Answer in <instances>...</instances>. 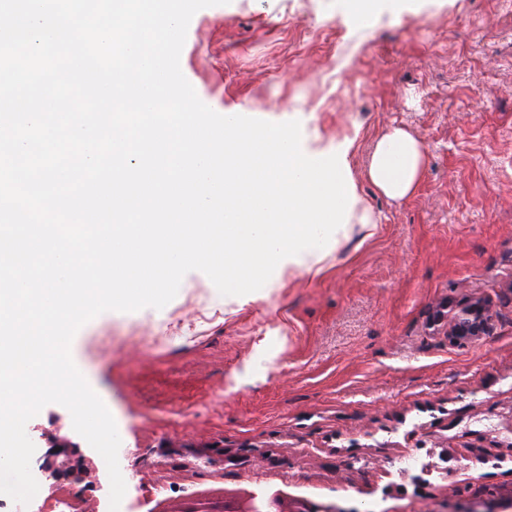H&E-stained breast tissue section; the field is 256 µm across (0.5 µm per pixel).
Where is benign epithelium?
<instances>
[{"mask_svg":"<svg viewBox=\"0 0 512 512\" xmlns=\"http://www.w3.org/2000/svg\"><path fill=\"white\" fill-rule=\"evenodd\" d=\"M496 317L493 303L483 297L471 295L448 306H441L434 315L431 325L448 336V342L455 346H467L478 341L489 332ZM55 451L44 457L39 470L50 479L65 476L73 483H92L96 479L94 472L79 464L76 460L77 448L65 436L53 439ZM237 512H287L284 501L272 497L258 504L250 500Z\"/></svg>","mask_w":512,"mask_h":512,"instance_id":"1","label":"benign epithelium"}]
</instances>
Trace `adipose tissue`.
<instances>
[{
    "instance_id": "1",
    "label": "adipose tissue",
    "mask_w": 512,
    "mask_h": 512,
    "mask_svg": "<svg viewBox=\"0 0 512 512\" xmlns=\"http://www.w3.org/2000/svg\"><path fill=\"white\" fill-rule=\"evenodd\" d=\"M423 168V148L410 134L393 130L375 147L369 176L388 197L402 199L416 188Z\"/></svg>"
}]
</instances>
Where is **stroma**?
<instances>
[{"mask_svg": "<svg viewBox=\"0 0 512 512\" xmlns=\"http://www.w3.org/2000/svg\"><path fill=\"white\" fill-rule=\"evenodd\" d=\"M345 16L343 0H230L189 24L180 65L200 100L299 121L306 150L351 140L347 175L375 229L312 269L281 263L258 291L223 296L192 271L164 308L77 332L73 360L115 419L139 512L274 495L321 512H449L512 496V0H408L336 27ZM396 129L425 152L401 200L369 177ZM473 294L497 316L453 346L432 316ZM26 432L39 456L67 436L98 481L38 477L23 512H109L106 464L65 407Z\"/></svg>", "mask_w": 512, "mask_h": 512, "instance_id": "obj_1", "label": "stroma"}]
</instances>
